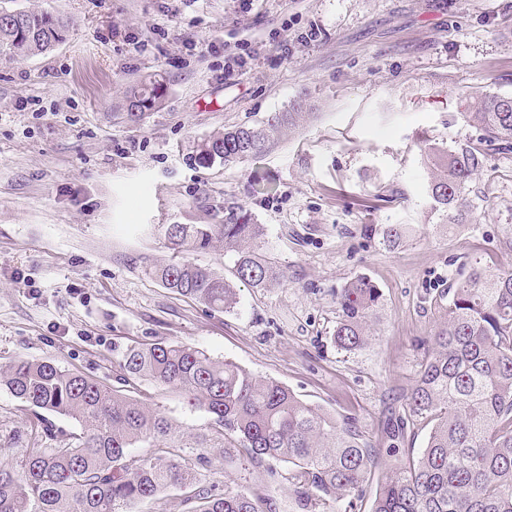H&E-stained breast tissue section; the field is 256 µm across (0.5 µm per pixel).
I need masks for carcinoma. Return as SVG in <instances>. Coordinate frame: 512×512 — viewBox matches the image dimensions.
Listing matches in <instances>:
<instances>
[{"mask_svg":"<svg viewBox=\"0 0 512 512\" xmlns=\"http://www.w3.org/2000/svg\"><path fill=\"white\" fill-rule=\"evenodd\" d=\"M69 21L45 10L0 11V58L46 53L62 43ZM164 97L154 81L131 88L127 116L139 121ZM304 104L275 112L257 126L216 132L196 145L203 165L259 156L304 116ZM481 134L450 146L430 145L424 154L433 207L446 224L474 219L467 189L484 164L486 148H512V96L485 94L465 113ZM393 247L406 235L401 224L376 229ZM176 253L223 242L234 254L235 276L254 288L285 278L260 244L263 227L241 209L222 224H166ZM168 290L228 311L236 292L224 276L189 260L146 270ZM380 292L359 276L337 298L336 345H364L368 319ZM432 353L401 398L402 412L388 437L405 438L408 419L432 423L421 457L391 470L372 512H512V269L474 265L453 289L448 318L431 338ZM150 380L180 390L187 403L205 411L208 423L187 432L150 404L130 398L51 361L19 360L0 367V388L30 406L78 421L81 432L56 448H26L0 464V512H133L140 502L169 487L187 489V512H264L247 492L202 481L217 450L234 462L230 448L260 465L275 459L302 512L319 501H341L360 491L368 470L381 459L350 422L339 424L288 387L261 380L235 363L187 344L157 342L126 352L117 382ZM144 452L139 453L137 449Z\"/></svg>","mask_w":512,"mask_h":512,"instance_id":"1","label":"carcinoma"}]
</instances>
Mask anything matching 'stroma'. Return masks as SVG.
<instances>
[{"mask_svg": "<svg viewBox=\"0 0 512 512\" xmlns=\"http://www.w3.org/2000/svg\"><path fill=\"white\" fill-rule=\"evenodd\" d=\"M70 21L53 50L0 60V366L50 361L115 386L128 348L188 344L291 389L383 449L352 502L316 512H371L387 472L420 455L430 427L389 452L387 422L444 321L448 290L473 264L512 267V150H488L471 182L475 221L443 225L428 196L424 149L474 135L477 96H512V0H0ZM316 29L317 41H304ZM216 41L252 58L233 76ZM288 58L280 60L279 41ZM144 50L135 51L134 42ZM158 80L161 104L126 119L134 85ZM305 101L308 117L267 153L200 165L204 136L254 126ZM242 208L285 272L237 281L223 244L192 261L233 283L230 313L145 276L167 261V224H220ZM368 224H408L395 248ZM369 277L381 298L368 342L338 349L336 296ZM127 395L182 429L205 412L135 380ZM26 403L0 388V460L50 448ZM207 482L299 512L287 483L245 456L218 452Z\"/></svg>", "mask_w": 512, "mask_h": 512, "instance_id": "35a3bbf8", "label": "stroma"}]
</instances>
